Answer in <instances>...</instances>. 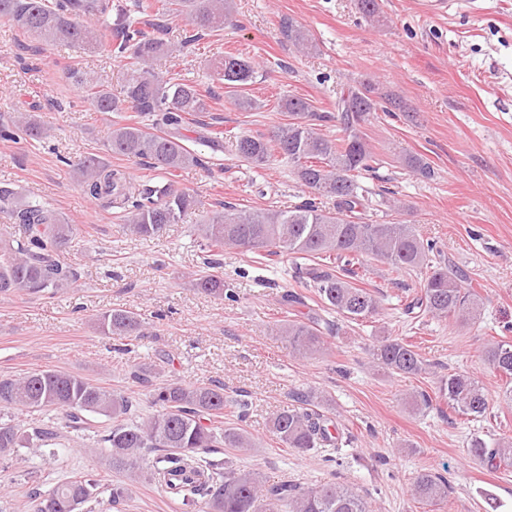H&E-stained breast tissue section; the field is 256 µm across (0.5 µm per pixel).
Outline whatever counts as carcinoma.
<instances>
[{"instance_id":"carcinoma-1","label":"carcinoma","mask_w":512,"mask_h":512,"mask_svg":"<svg viewBox=\"0 0 512 512\" xmlns=\"http://www.w3.org/2000/svg\"><path fill=\"white\" fill-rule=\"evenodd\" d=\"M146 14L175 15L197 32L224 28L230 0H147ZM116 12L113 22L103 17ZM0 19L12 22L45 45L77 46L87 50L113 49L119 56L130 53L131 68L117 94L103 85L88 83L84 98L99 112L133 110L151 122L112 124L109 149L134 160H145L167 173L197 165L200 159L181 142L179 129L186 116L206 112L209 105L196 86L183 83L171 71L159 72L156 60L177 48L165 38V26L148 34L133 26L123 10L110 0H0ZM281 32L299 52L310 53L313 38L308 30L288 20ZM224 85L240 90L235 105L248 110L255 100L244 88L256 79L252 62L226 55L215 62ZM288 114L269 134H244L236 139L238 156L255 166H265L276 156L291 163L311 197L284 209L224 206L197 225L199 247L219 264L224 248L234 247L257 255H286L295 265V278L314 291L316 309L304 320L286 319L276 325L278 335L301 355L325 349V332L333 327L330 315L352 322L378 314L380 299L358 285L369 263L387 266L392 281L410 273L420 275L417 289L406 299L403 314L410 318L429 315L454 318L461 323L477 319L481 298L462 285V275L446 261L435 259L437 247L425 240L413 224H368L359 216L366 190L359 178L380 165L362 128L373 113L404 112L403 101L383 90L370 78L358 81L336 100L342 135L329 136L317 128L326 116L314 111L306 98L285 96L277 103ZM49 130L28 113L21 112L12 125L0 128L1 139H45ZM73 176L83 191L107 208L124 212L127 234L143 240L160 235L196 206V198L171 184L137 185L125 172L110 168L96 156L72 162ZM329 199L333 207L322 205ZM0 210L19 232L0 241V295L55 294L77 280L73 269L60 260L76 234L50 208L27 201L9 189H0ZM193 286L215 297L234 298L218 272H205ZM105 336L141 338L143 321L132 312L112 308L97 318ZM377 364L402 376L418 375L425 362L414 346L387 338L376 346ZM482 360L499 374L502 399L512 405V343L485 347ZM153 414L131 420L133 400L89 380L59 370H40L17 378L0 379V405L27 412L59 410L65 427L73 432L94 428L93 419L104 417L109 427L99 443L108 448L112 467L125 472L127 481L109 488V503L118 504L141 478H155L170 485L184 506H200L203 512H372L371 503L348 487L325 482L301 487L288 480H271L260 471L237 470L206 460L202 454L214 448L246 451L254 447L241 427L224 426V409L246 417L248 403L224 395V386L212 383L183 385L166 381L151 386ZM438 398L448 409L473 420L487 416L489 400L479 381L467 371L441 380ZM297 405L273 414L270 428L287 448L307 453L315 448H340L341 438L332 430L331 418L320 413L312 396L296 394ZM420 414L433 406V398L418 391L406 401ZM57 437L51 429L23 431L11 422L0 423V459L9 460L20 448H39ZM156 451L152 460L145 451ZM470 455L497 469L512 465V448L501 439L475 437ZM99 483L85 476L65 480L46 493L34 492L33 512H69L72 498L79 505L97 497ZM412 497L421 503L448 499V480L439 473L422 471L414 478Z\"/></svg>"}]
</instances>
